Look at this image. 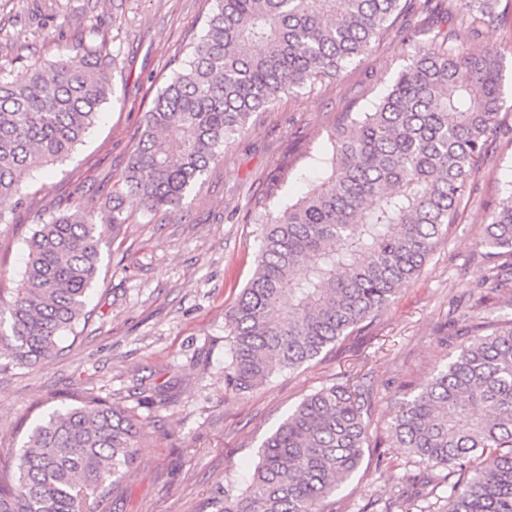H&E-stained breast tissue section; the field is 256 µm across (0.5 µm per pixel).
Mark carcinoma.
Masks as SVG:
<instances>
[{
  "instance_id": "cac0c4a2",
  "label": "carcinoma",
  "mask_w": 512,
  "mask_h": 512,
  "mask_svg": "<svg viewBox=\"0 0 512 512\" xmlns=\"http://www.w3.org/2000/svg\"><path fill=\"white\" fill-rule=\"evenodd\" d=\"M205 33L144 116L113 184L155 217L181 209L224 148L286 94L311 90L366 54L408 11L435 0H213ZM471 34L499 20L496 0H457ZM503 53L447 34L414 47L370 112L340 118L329 174L263 225L254 273L225 314L228 385L240 393L315 360L379 315L456 222L503 105ZM112 58L98 48L0 75V198L23 203L32 172L67 157L109 98ZM173 142L177 150L165 148ZM110 224V225H112ZM86 204L38 224L21 287L0 296V368L50 361L85 310L110 228ZM480 286L512 275V181L490 214ZM465 343L393 407L391 447L447 470L444 502L401 512H512V316L467 317ZM356 383L307 396L266 438L245 486L217 512H322L351 480L369 442ZM140 430L123 410L83 396L39 418L0 476V512H88L135 461Z\"/></svg>"
}]
</instances>
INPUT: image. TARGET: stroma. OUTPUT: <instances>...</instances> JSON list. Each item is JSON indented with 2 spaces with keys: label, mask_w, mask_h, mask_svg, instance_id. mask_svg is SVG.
<instances>
[{
  "label": "stroma",
  "mask_w": 512,
  "mask_h": 512,
  "mask_svg": "<svg viewBox=\"0 0 512 512\" xmlns=\"http://www.w3.org/2000/svg\"><path fill=\"white\" fill-rule=\"evenodd\" d=\"M212 0H0V73L23 80L28 60H54L94 46L113 58L112 93L67 160L33 172L25 205L0 202V291L20 287L35 225L71 204L104 202L130 161L144 113L188 61ZM476 47L504 48L505 105L457 224L415 279L367 326L295 371L241 394L225 380V314L250 280L259 218L323 180L329 135L342 113L368 112L407 62L425 29L459 31L456 13L412 12L371 51L313 91L283 97L224 150L183 209L151 217L126 201L127 221L101 244V269L74 334L43 366L0 371V467L44 412L91 393L122 406L143 430L136 462L95 512H216L228 482L242 483L263 441L307 395L359 377L371 410L369 446L334 512H383L399 490L438 469L391 448V406L448 360L453 325L478 301L512 304V288L480 287V246L502 183L512 179V0Z\"/></svg>",
  "instance_id": "35a3bbf8"
}]
</instances>
